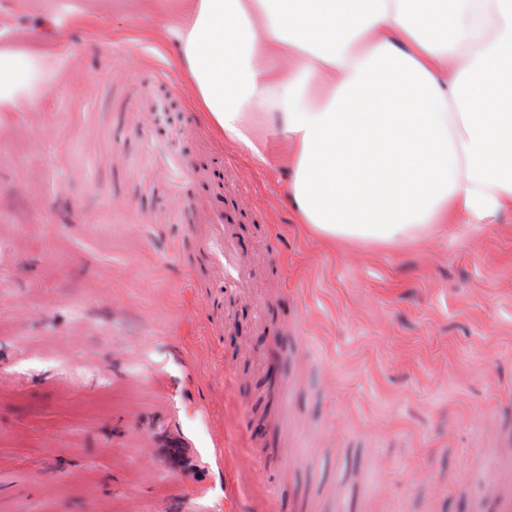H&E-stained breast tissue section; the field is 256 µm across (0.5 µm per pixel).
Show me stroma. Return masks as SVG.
<instances>
[{
	"label": "stroma",
	"instance_id": "obj_1",
	"mask_svg": "<svg viewBox=\"0 0 512 512\" xmlns=\"http://www.w3.org/2000/svg\"><path fill=\"white\" fill-rule=\"evenodd\" d=\"M165 17L120 0H0V41L50 57L44 95L0 113L15 130L0 139V512H203L223 504L228 468L239 512H256L249 462L288 452L284 504L335 512L344 485L373 512H420L407 472L467 471L482 418L512 397V203L496 223L413 241L314 234L280 176L209 132ZM105 69L112 86L93 89ZM162 97L186 130L176 150L247 183L242 243L268 326L249 306L225 319L190 283L187 227L129 115ZM293 317L318 338L302 362L280 330ZM234 421L244 446L226 460L208 432ZM374 448L394 459L379 489L358 482ZM150 453L180 479L144 473ZM196 480L209 489L194 497Z\"/></svg>",
	"mask_w": 512,
	"mask_h": 512
}]
</instances>
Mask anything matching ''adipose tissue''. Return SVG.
<instances>
[{"mask_svg": "<svg viewBox=\"0 0 512 512\" xmlns=\"http://www.w3.org/2000/svg\"><path fill=\"white\" fill-rule=\"evenodd\" d=\"M212 133L286 174L298 223L394 243L512 202V0H171ZM47 61L0 43V112Z\"/></svg>", "mask_w": 512, "mask_h": 512, "instance_id": "adipose-tissue-1", "label": "adipose tissue"}]
</instances>
